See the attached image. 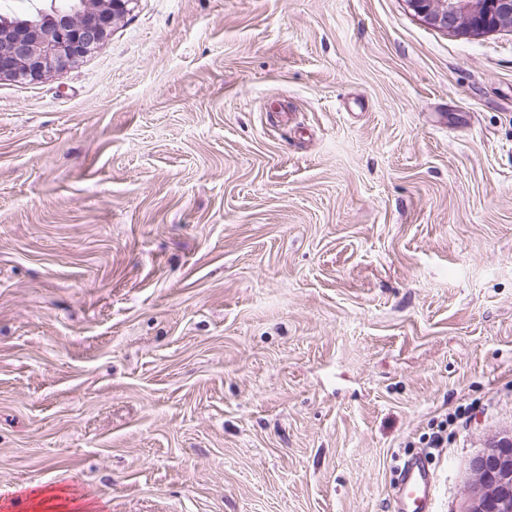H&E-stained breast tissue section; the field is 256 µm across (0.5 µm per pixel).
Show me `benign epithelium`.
I'll return each mask as SVG.
<instances>
[{
    "mask_svg": "<svg viewBox=\"0 0 512 512\" xmlns=\"http://www.w3.org/2000/svg\"><path fill=\"white\" fill-rule=\"evenodd\" d=\"M31 0L24 19L0 18V81L35 82L64 72L111 34L129 0H69L42 7ZM427 24L456 35L512 28V0H406ZM473 512H512V439H504L473 465Z\"/></svg>",
    "mask_w": 512,
    "mask_h": 512,
    "instance_id": "benign-epithelium-1",
    "label": "benign epithelium"
}]
</instances>
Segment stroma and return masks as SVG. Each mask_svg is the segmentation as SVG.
<instances>
[{"mask_svg":"<svg viewBox=\"0 0 512 512\" xmlns=\"http://www.w3.org/2000/svg\"><path fill=\"white\" fill-rule=\"evenodd\" d=\"M510 436L512 30L132 0L0 81V512H469ZM395 489L397 512H432L433 476L419 460L406 463Z\"/></svg>","mask_w":512,"mask_h":512,"instance_id":"35a3bbf8","label":"stroma"}]
</instances>
